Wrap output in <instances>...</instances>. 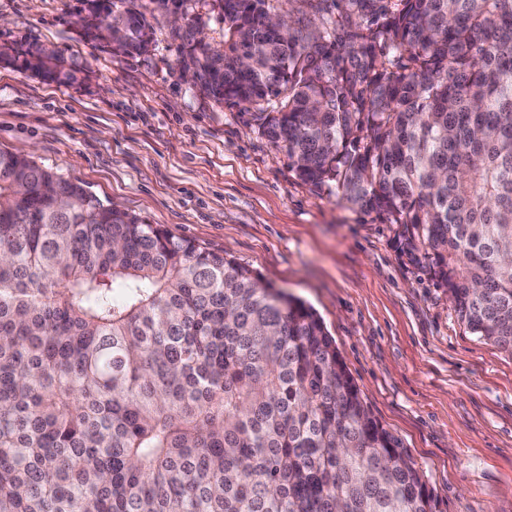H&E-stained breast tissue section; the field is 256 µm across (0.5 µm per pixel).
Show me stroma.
I'll return each instance as SVG.
<instances>
[{
  "instance_id": "1",
  "label": "stroma",
  "mask_w": 512,
  "mask_h": 512,
  "mask_svg": "<svg viewBox=\"0 0 512 512\" xmlns=\"http://www.w3.org/2000/svg\"><path fill=\"white\" fill-rule=\"evenodd\" d=\"M145 55L75 29L79 0H0V45L56 51L60 85L0 64V150H24L310 305L440 512H512V355L472 335L395 225L305 184L249 123L178 76L167 15Z\"/></svg>"
}]
</instances>
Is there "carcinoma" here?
I'll list each match as a JSON object with an SVG mask.
<instances>
[{
    "mask_svg": "<svg viewBox=\"0 0 512 512\" xmlns=\"http://www.w3.org/2000/svg\"><path fill=\"white\" fill-rule=\"evenodd\" d=\"M179 65L301 181L402 228L475 336L512 353V0H204ZM74 24L144 55L135 0ZM0 62L58 84L55 51ZM0 512H440L300 300L0 150ZM207 7L201 5V3L196 5L195 12L200 13L202 17L203 33L201 37H205V40L211 43V45L220 47L222 45V24L215 19L213 14L208 12Z\"/></svg>",
    "mask_w": 512,
    "mask_h": 512,
    "instance_id": "1",
    "label": "carcinoma"
}]
</instances>
